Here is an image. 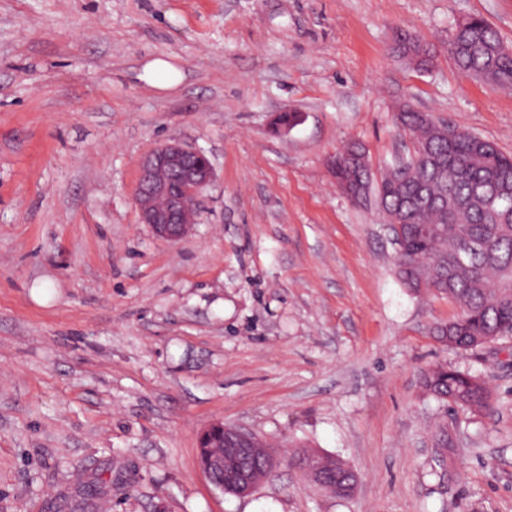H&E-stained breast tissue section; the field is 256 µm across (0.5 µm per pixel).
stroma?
<instances>
[{"label":"stroma","mask_w":512,"mask_h":512,"mask_svg":"<svg viewBox=\"0 0 512 512\" xmlns=\"http://www.w3.org/2000/svg\"><path fill=\"white\" fill-rule=\"evenodd\" d=\"M474 15L512 49V0H0V512H512V336L440 342L458 308L405 288L380 211L333 173L354 144L376 170L406 151L402 104L512 155V90L448 54ZM154 58L176 87L140 79ZM171 140L215 169L175 243L132 197ZM437 364L489 410L427 395ZM213 422L281 453L249 497L200 468ZM303 449L353 493L304 477ZM396 52L408 64L422 71L428 70L435 59V52L432 47L410 34H400L398 36ZM140 79L156 89L168 90L182 81V74L169 61L154 58L145 63Z\"/></svg>","instance_id":"obj_1"}]
</instances>
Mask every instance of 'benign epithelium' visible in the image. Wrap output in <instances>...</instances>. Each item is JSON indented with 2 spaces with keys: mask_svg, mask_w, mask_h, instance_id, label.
Returning a JSON list of instances; mask_svg holds the SVG:
<instances>
[{
  "mask_svg": "<svg viewBox=\"0 0 512 512\" xmlns=\"http://www.w3.org/2000/svg\"><path fill=\"white\" fill-rule=\"evenodd\" d=\"M215 177L207 155L180 141L160 145L141 160L134 191L141 223L164 240L175 242L186 236L197 223L198 206L203 191ZM198 442L210 448L200 459V466L219 490L232 485L236 495L251 494L271 474L278 455L268 449L265 471L236 466L255 453L259 438L241 428L221 422L204 428Z\"/></svg>",
  "mask_w": 512,
  "mask_h": 512,
  "instance_id": "7a95c632",
  "label": "benign epithelium"
}]
</instances>
